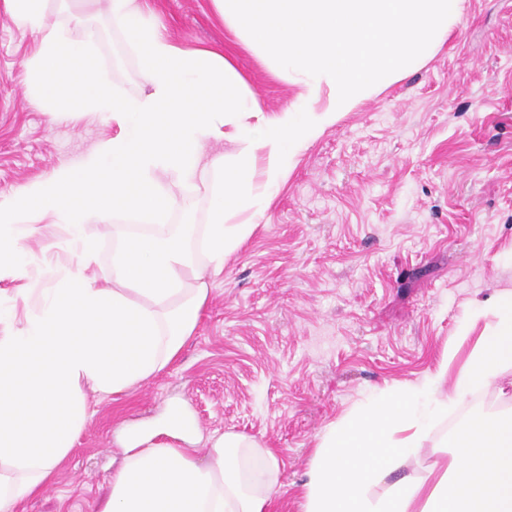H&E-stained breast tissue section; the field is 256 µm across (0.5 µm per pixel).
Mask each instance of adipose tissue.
Returning <instances> with one entry per match:
<instances>
[{"label":"adipose tissue","mask_w":512,"mask_h":512,"mask_svg":"<svg viewBox=\"0 0 512 512\" xmlns=\"http://www.w3.org/2000/svg\"><path fill=\"white\" fill-rule=\"evenodd\" d=\"M36 40L25 93L52 120L100 115L118 128L78 161L0 194V512H18L50 483L89 418L88 392L107 397L162 373L198 326L208 282L253 233L297 153L342 113L420 67L461 17L462 0H212L217 15L283 77L299 103L265 116L236 68L216 50L187 48L155 21L147 0H64L75 23L103 14L139 54L149 91L119 93L101 73L98 35L74 37L51 0H5ZM230 140V157L206 155ZM208 203L198 263L166 220L192 198ZM146 218L112 253V275L91 267V226ZM61 227L75 261L36 278L27 241L39 223ZM480 336H473L475 326ZM467 354L403 391H383L329 424L301 491V512H512V401L460 419L445 457L416 478L437 426L467 396L512 373V290L476 306L459 328ZM456 376H449V368ZM452 393H445L447 379ZM194 421L127 431L123 462L96 512H271L278 453L243 434L192 448Z\"/></svg>","instance_id":"1"}]
</instances>
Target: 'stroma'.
<instances>
[{
	"label": "stroma",
	"mask_w": 512,
	"mask_h": 512,
	"mask_svg": "<svg viewBox=\"0 0 512 512\" xmlns=\"http://www.w3.org/2000/svg\"><path fill=\"white\" fill-rule=\"evenodd\" d=\"M183 45L224 53L265 116L302 87L248 49L212 0H149ZM104 74L143 91L138 56L92 18ZM30 34L0 0V194L73 161L112 125L51 121L29 104ZM198 328L161 374L122 395L88 393L92 416L53 483L24 512H92L121 460L117 432L185 404L202 434L234 431L276 449L273 512H300L317 436L381 389L435 370L472 303L512 289V0H463L424 64L351 111L297 155L253 234L228 256ZM467 398L437 429L415 476L439 459Z\"/></svg>",
	"instance_id": "1"
}]
</instances>
